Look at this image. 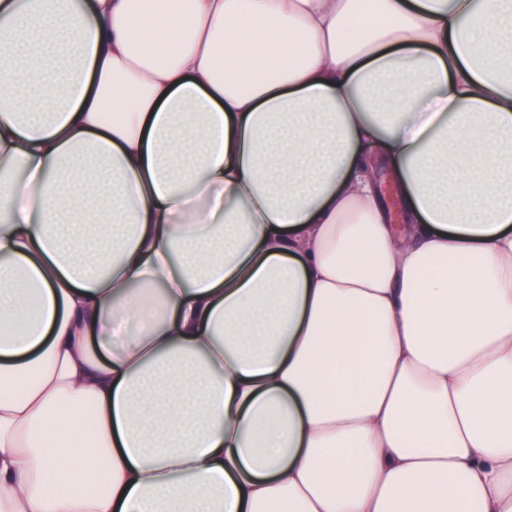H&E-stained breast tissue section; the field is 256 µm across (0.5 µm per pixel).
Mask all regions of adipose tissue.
Here are the masks:
<instances>
[{
  "instance_id": "adipose-tissue-1",
  "label": "adipose tissue",
  "mask_w": 512,
  "mask_h": 512,
  "mask_svg": "<svg viewBox=\"0 0 512 512\" xmlns=\"http://www.w3.org/2000/svg\"><path fill=\"white\" fill-rule=\"evenodd\" d=\"M375 3L0 0V512H512V0Z\"/></svg>"
}]
</instances>
